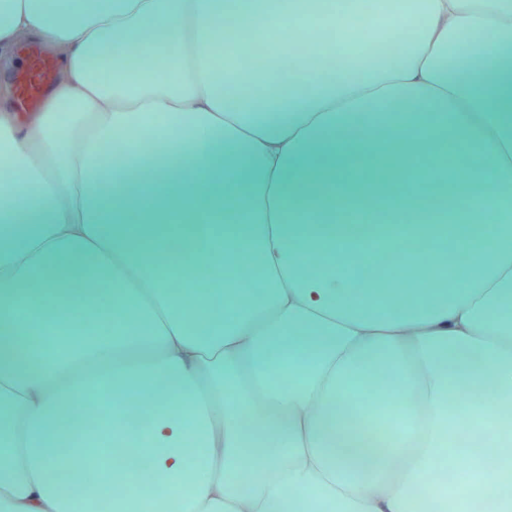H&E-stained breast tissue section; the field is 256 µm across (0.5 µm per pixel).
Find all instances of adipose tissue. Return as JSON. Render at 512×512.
I'll return each mask as SVG.
<instances>
[{"label":"adipose tissue","instance_id":"ef3b65f1","mask_svg":"<svg viewBox=\"0 0 512 512\" xmlns=\"http://www.w3.org/2000/svg\"><path fill=\"white\" fill-rule=\"evenodd\" d=\"M228 15L275 63L277 32L312 23L296 0H0V69L24 40L59 63L36 112L0 80V512H467L512 484V233L469 248L461 288L432 282L444 259L412 242L447 232L434 198L463 239L471 217L512 223V0H418L393 56L286 84L238 65ZM155 32L167 71L120 59L101 76L111 50ZM112 141L129 152L108 172ZM452 166L465 183L449 186ZM336 198L377 223H337ZM365 235L399 257L391 291L351 284ZM341 244L338 262L304 266ZM200 260L220 288L170 289ZM86 306L111 335L37 368L20 358ZM369 380L394 395L372 409L386 442L364 464L335 423ZM460 429L488 433L499 467L445 490L429 476L455 465Z\"/></svg>","mask_w":512,"mask_h":512}]
</instances>
